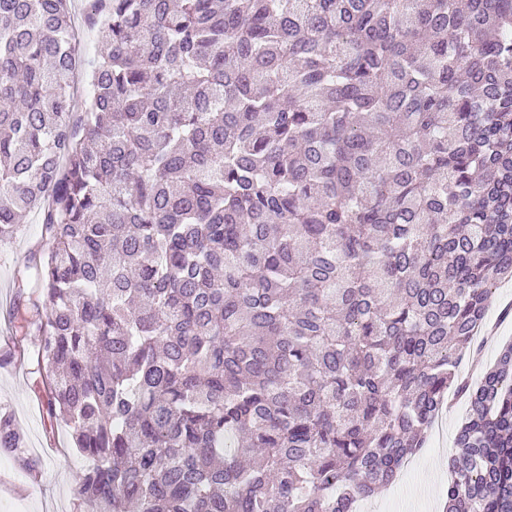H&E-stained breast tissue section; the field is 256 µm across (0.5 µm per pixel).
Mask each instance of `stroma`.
Masks as SVG:
<instances>
[{
	"mask_svg": "<svg viewBox=\"0 0 512 512\" xmlns=\"http://www.w3.org/2000/svg\"><path fill=\"white\" fill-rule=\"evenodd\" d=\"M40 241L41 226L33 213L15 239L0 245V348L16 338L7 322L19 301L14 273ZM511 303L512 277L508 276L498 281L488 302L486 322L496 325V333L488 335L476 367H461L469 382L479 383L482 369L493 365L501 350L512 344V317L500 315ZM21 339L25 357L0 366V408L14 415L29 454L40 461V473L38 479H30L17 458L0 452V512H96L95 505L79 492L88 461L74 448L69 427L50 418L39 398L41 384L35 372L39 339L33 335ZM467 414V403L457 400L440 416L427 452L417 455L419 467L414 475L382 489L372 496V503L385 505L390 512H442L451 475L448 462L456 452L455 438Z\"/></svg>",
	"mask_w": 512,
	"mask_h": 512,
	"instance_id": "35a3bbf8",
	"label": "stroma"
}]
</instances>
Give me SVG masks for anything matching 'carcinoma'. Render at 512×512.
Here are the masks:
<instances>
[{"instance_id":"carcinoma-1","label":"carcinoma","mask_w":512,"mask_h":512,"mask_svg":"<svg viewBox=\"0 0 512 512\" xmlns=\"http://www.w3.org/2000/svg\"><path fill=\"white\" fill-rule=\"evenodd\" d=\"M0 0V243L100 512H357L469 412L445 512H512V0ZM90 94L76 103L73 78ZM12 414L0 448L30 475ZM86 0H73L72 2V15L73 23L80 32L81 37L88 35L89 41L85 48L84 53L87 56H93L106 48L105 42L97 34H88L86 30V13H87ZM512 303V277L502 278L498 281L496 289L488 302L486 324H496L497 332L487 335V345L484 347V358H478L477 368L471 373L470 365L461 366V374L469 382L478 384L485 368L493 365L501 350L509 344H512V316L508 319L501 318L502 308Z\"/></svg>"}]
</instances>
